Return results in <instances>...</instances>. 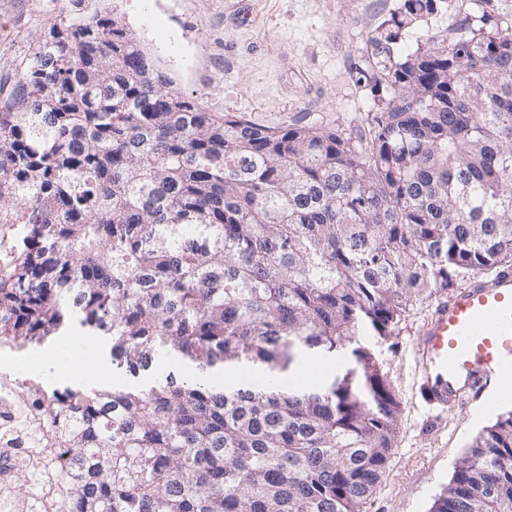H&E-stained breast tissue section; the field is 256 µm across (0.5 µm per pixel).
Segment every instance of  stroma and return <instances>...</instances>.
<instances>
[{"mask_svg": "<svg viewBox=\"0 0 512 512\" xmlns=\"http://www.w3.org/2000/svg\"><path fill=\"white\" fill-rule=\"evenodd\" d=\"M400 0H100L127 24L178 87L211 112L278 127L317 123L356 131L373 106L358 72H376L369 39ZM66 7L40 0L24 22L0 7V37L23 24L20 44L0 48V68L18 65L40 30ZM427 290L394 334L365 338L401 406L386 472L366 512H430L482 425L481 398L449 410L416 391L413 340L444 296Z\"/></svg>", "mask_w": 512, "mask_h": 512, "instance_id": "stroma-1", "label": "stroma"}]
</instances>
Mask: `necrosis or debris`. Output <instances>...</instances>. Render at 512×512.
<instances>
[{
  "instance_id": "necrosis-or-debris-1",
  "label": "necrosis or debris",
  "mask_w": 512,
  "mask_h": 512,
  "mask_svg": "<svg viewBox=\"0 0 512 512\" xmlns=\"http://www.w3.org/2000/svg\"><path fill=\"white\" fill-rule=\"evenodd\" d=\"M61 418L33 380L0 365V512H65L48 486L49 472L64 471L69 459L56 434ZM28 458L34 466L19 469ZM25 482L34 493L20 495Z\"/></svg>"
}]
</instances>
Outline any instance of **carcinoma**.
Returning a JSON list of instances; mask_svg holds the SVG:
<instances>
[{"mask_svg": "<svg viewBox=\"0 0 512 512\" xmlns=\"http://www.w3.org/2000/svg\"><path fill=\"white\" fill-rule=\"evenodd\" d=\"M437 0H402L362 74L368 136L209 112L121 19L68 0L0 107V339L79 329L112 385L67 412L70 512H365L401 407L361 333H394L434 286L512 261V15L463 17L403 57ZM354 376L293 383L305 350ZM194 368L141 387L156 361ZM264 373L238 389L214 379ZM430 512H512V411L485 426ZM352 357L349 351L336 354V372L330 378H326V372H311L303 376H298L297 382L299 385L308 388H316L325 382H330L335 376L340 375L351 364ZM314 379V383L311 382Z\"/></svg>", "mask_w": 512, "mask_h": 512, "instance_id": "carcinoma-1", "label": "carcinoma"}]
</instances>
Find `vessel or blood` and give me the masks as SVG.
<instances>
[{"label":"vessel or blood","mask_w":512,"mask_h":512,"mask_svg":"<svg viewBox=\"0 0 512 512\" xmlns=\"http://www.w3.org/2000/svg\"><path fill=\"white\" fill-rule=\"evenodd\" d=\"M420 390L449 409L470 396L512 391V265L473 276L436 304L416 339Z\"/></svg>","instance_id":"b4317fda"}]
</instances>
